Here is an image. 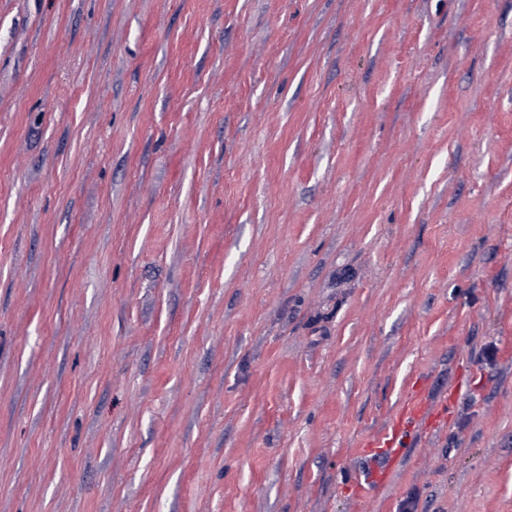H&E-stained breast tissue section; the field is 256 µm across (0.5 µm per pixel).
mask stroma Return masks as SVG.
Returning a JSON list of instances; mask_svg holds the SVG:
<instances>
[{
	"instance_id": "stroma-1",
	"label": "stroma",
	"mask_w": 512,
	"mask_h": 512,
	"mask_svg": "<svg viewBox=\"0 0 512 512\" xmlns=\"http://www.w3.org/2000/svg\"><path fill=\"white\" fill-rule=\"evenodd\" d=\"M411 498L512 512V0H0V512ZM446 405L434 403L422 389L409 395L399 413L379 431L367 437L361 447L365 455L375 461L363 479L356 482L359 495L380 488L388 481L391 465L402 457L408 448H415L420 426H436L445 417Z\"/></svg>"
}]
</instances>
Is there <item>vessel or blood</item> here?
Returning a JSON list of instances; mask_svg holds the SVG:
<instances>
[{
    "label": "vessel or blood",
    "mask_w": 512,
    "mask_h": 512,
    "mask_svg": "<svg viewBox=\"0 0 512 512\" xmlns=\"http://www.w3.org/2000/svg\"><path fill=\"white\" fill-rule=\"evenodd\" d=\"M445 417L444 406L434 403L424 390L409 395L399 413L379 431L367 437L362 448L372 462L355 489L363 494L386 484L392 464L414 447L420 428L435 426Z\"/></svg>",
    "instance_id": "b4317fda"
}]
</instances>
